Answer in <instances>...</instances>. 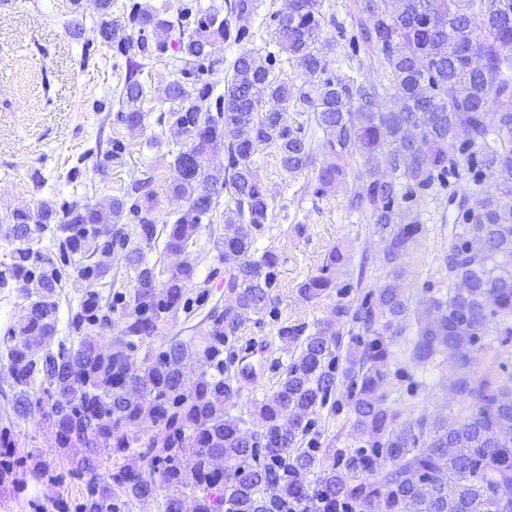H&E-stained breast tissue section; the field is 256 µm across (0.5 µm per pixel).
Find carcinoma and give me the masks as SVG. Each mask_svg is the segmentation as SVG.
<instances>
[{
  "label": "carcinoma",
  "instance_id": "1",
  "mask_svg": "<svg viewBox=\"0 0 512 512\" xmlns=\"http://www.w3.org/2000/svg\"><path fill=\"white\" fill-rule=\"evenodd\" d=\"M97 5L100 37L127 60L116 120L131 132H142L147 119L138 79L143 61L163 60L171 45L178 53L181 67L166 97L168 123L181 136L171 192L185 207L157 229L152 179L144 177L107 205L75 191L60 205L42 201L34 211L12 214L18 246L11 262H0V288L15 289L25 305L4 336L10 402L48 409L56 447L82 449L67 458L68 473L82 481L77 512H126L164 490V512H512V499L497 493L512 482V373L478 375L471 368L477 348H493L483 342L492 330L512 334V0H365L362 11L373 23H358L355 52L378 63L384 81L355 87L329 73L331 45L319 40L325 21L319 0H289L288 15L273 16L278 50L241 52L219 94L218 82L203 75L224 63L216 56L224 44L251 41L243 21L254 13V0H225L222 12L180 3L172 14L132 0L118 16L112 0ZM474 50L484 60L480 72L466 59ZM292 63L320 77L314 89L275 74L276 65ZM390 88L396 108L383 111L380 99ZM290 105L308 118L289 123ZM312 121L324 133L319 148L330 157L315 172V196L343 183L346 160L356 155L372 169L383 160L390 166L391 180H363L354 194L377 231L389 234L390 262L423 232L419 220L405 222L399 200L448 181L463 161L476 174L496 172L501 183L462 213L461 231L448 245L447 291L435 292L423 307L411 309L405 290L387 281L364 293L354 312L336 304L334 323L313 331L306 323L278 329L298 354L272 396L255 405L262 428L249 445L242 420L226 410L239 388L224 350L234 347L243 320L270 304L278 266L273 251L252 253L251 228L269 220L255 153L271 147L285 171H304L312 165L306 131ZM221 150L227 164L211 169L188 156ZM124 152L121 142L113 143L94 170L107 173ZM223 194L224 234L213 247L233 264L227 284L236 307L205 314L193 335L171 336L156 350L152 340L162 318L195 315L187 294L198 285L199 269L186 258L158 270L155 284L143 278L141 267L150 261L136 242H150L161 231L165 252L188 253L203 220L214 222ZM128 223L133 230H126ZM47 232L65 234L64 263L77 259L82 296L69 310L65 336L59 330L62 272L40 247ZM118 243L127 249L133 276L119 296L123 334L103 344L113 304L102 303L96 285L111 272ZM341 260L331 251L322 273L299 293L311 300L333 287L327 273ZM412 311L413 361L427 365L444 356L448 386L462 407L401 425L385 404L388 365ZM348 321L361 336L343 370L354 441L320 450L305 442L336 389V324ZM60 388L68 392L64 404L54 401ZM146 417L156 430L141 439L133 429ZM16 448L14 429L0 428V486L63 483L64 475L41 455L31 454L28 467ZM188 457L193 467L187 472ZM106 458L110 469L103 468ZM381 458L391 462L384 471L376 470Z\"/></svg>",
  "mask_w": 512,
  "mask_h": 512
}]
</instances>
